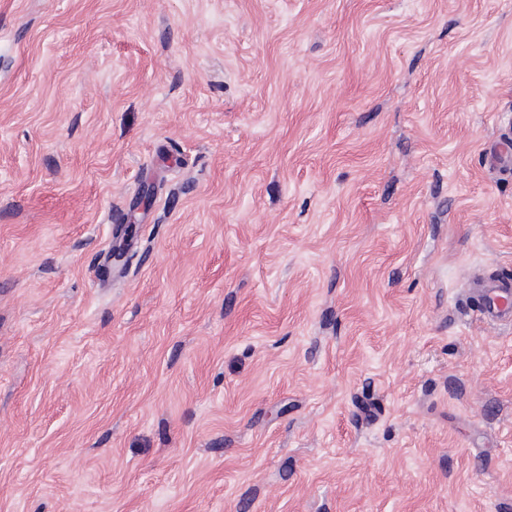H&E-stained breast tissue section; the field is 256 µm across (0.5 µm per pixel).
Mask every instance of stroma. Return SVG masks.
Here are the masks:
<instances>
[{"label":"stroma","mask_w":512,"mask_h":512,"mask_svg":"<svg viewBox=\"0 0 512 512\" xmlns=\"http://www.w3.org/2000/svg\"><path fill=\"white\" fill-rule=\"evenodd\" d=\"M511 121L512 0H0V512H512ZM470 290L482 298V319L487 324H512V281L509 279H472Z\"/></svg>","instance_id":"35a3bbf8"}]
</instances>
